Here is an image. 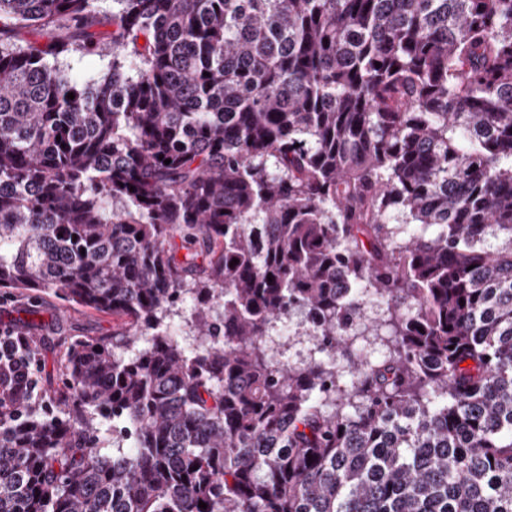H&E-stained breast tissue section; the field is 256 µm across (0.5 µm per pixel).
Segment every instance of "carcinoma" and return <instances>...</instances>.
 <instances>
[{
	"label": "carcinoma",
	"instance_id": "obj_1",
	"mask_svg": "<svg viewBox=\"0 0 512 512\" xmlns=\"http://www.w3.org/2000/svg\"><path fill=\"white\" fill-rule=\"evenodd\" d=\"M99 2L0 0V294L116 321L0 512H512V0Z\"/></svg>",
	"mask_w": 512,
	"mask_h": 512
}]
</instances>
